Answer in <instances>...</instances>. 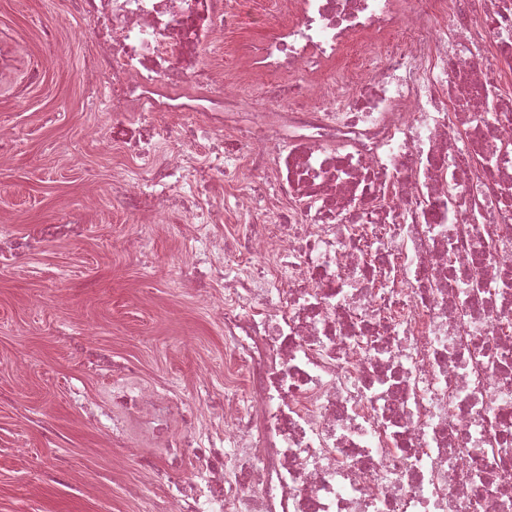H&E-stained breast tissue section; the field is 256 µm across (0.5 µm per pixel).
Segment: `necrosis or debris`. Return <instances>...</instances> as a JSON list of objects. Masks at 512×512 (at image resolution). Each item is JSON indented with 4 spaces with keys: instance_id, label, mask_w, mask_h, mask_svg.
Listing matches in <instances>:
<instances>
[{
    "instance_id": "4bbe7bcc",
    "label": "necrosis or debris",
    "mask_w": 512,
    "mask_h": 512,
    "mask_svg": "<svg viewBox=\"0 0 512 512\" xmlns=\"http://www.w3.org/2000/svg\"><path fill=\"white\" fill-rule=\"evenodd\" d=\"M69 5L132 114L87 130L140 161L109 200L178 225L247 377L207 409L128 365L109 405L75 391L105 442L163 448L147 512H512V0H275L234 79L207 53L238 0ZM352 41L383 58L340 84Z\"/></svg>"
}]
</instances>
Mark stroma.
<instances>
[{"label": "stroma", "instance_id": "1", "mask_svg": "<svg viewBox=\"0 0 512 512\" xmlns=\"http://www.w3.org/2000/svg\"><path fill=\"white\" fill-rule=\"evenodd\" d=\"M272 11L273 0H246L240 29L212 48L215 64L232 65L242 40L264 35L256 17ZM0 47L14 60L0 73V128L12 148L0 167V228L21 236L78 208L93 187H108L129 159L83 136L102 108L84 90L95 46L80 35L68 0H0ZM35 57L44 77L16 97ZM82 221L80 237L34 240L21 267L0 268V390L19 393L18 404L0 402V512H138L129 489L140 481V458L158 450L145 439L134 450L108 446L74 400L75 387L108 399L71 347L87 329L107 360L136 367L139 383H167L191 401L205 369L215 396L245 388L222 329L195 298V277L179 273L182 240L145 236L153 261L144 264L121 247L135 230L122 213ZM57 461L68 464L65 480H37L39 468Z\"/></svg>", "mask_w": 512, "mask_h": 512}]
</instances>
